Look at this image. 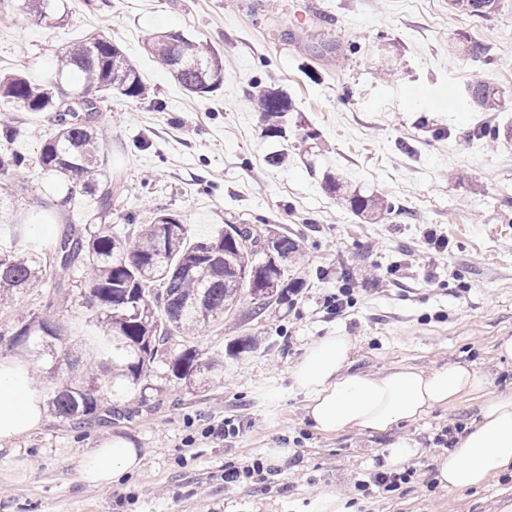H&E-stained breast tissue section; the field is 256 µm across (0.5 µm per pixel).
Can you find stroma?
<instances>
[{
	"label": "stroma",
	"mask_w": 512,
	"mask_h": 512,
	"mask_svg": "<svg viewBox=\"0 0 512 512\" xmlns=\"http://www.w3.org/2000/svg\"><path fill=\"white\" fill-rule=\"evenodd\" d=\"M0 25V73L46 81L62 48L103 35L134 60L145 93L112 95L100 106L105 167L112 180L106 223H152L159 211L179 216L193 235L227 224H266L300 240L304 261L290 275L302 292L242 323L225 322L198 339L201 352L250 334L262 349L242 355L224 380L186 389L156 363L148 389L117 403L119 413L81 428L52 413L28 433L0 440V512H357L358 480L386 469V448L414 442V474L394 493L376 495L373 512H500L512 501V478L449 492L435 486L438 438L477 418L482 395H468L385 433L323 432L305 416L291 370L315 339L349 336L351 368L377 373L473 365L493 394H512V360L499 357L512 337V145L490 149L488 124L512 121V0L486 18L451 10L448 0H52L57 20L37 22L13 0ZM203 40L224 58V84L206 98L189 96L145 51L159 32ZM475 41L471 60L450 45ZM393 68L391 82L380 80ZM480 76L498 86L499 112L472 108L465 84ZM288 92L289 124L315 139L265 137L249 96ZM0 110L15 123L11 151L35 156L51 136L45 114ZM287 148L288 162L265 163ZM463 180L447 181L448 173ZM332 172L350 187L390 203L389 218L353 215L322 186ZM7 221L29 223L34 198L58 183L39 166L21 176ZM437 230L446 248L429 245ZM346 290L352 308L328 313L327 296ZM54 287L42 281L0 307V362L28 364V350L5 332L43 309ZM232 418L236 437H204ZM122 437L144 452L140 470L120 487L80 481L79 458ZM286 448L285 466L266 482L225 484L224 468Z\"/></svg>",
	"instance_id": "1"
}]
</instances>
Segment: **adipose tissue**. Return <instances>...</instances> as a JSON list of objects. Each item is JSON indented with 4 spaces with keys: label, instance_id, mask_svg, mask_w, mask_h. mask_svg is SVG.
Segmentation results:
<instances>
[{
    "label": "adipose tissue",
    "instance_id": "obj_1",
    "mask_svg": "<svg viewBox=\"0 0 512 512\" xmlns=\"http://www.w3.org/2000/svg\"><path fill=\"white\" fill-rule=\"evenodd\" d=\"M351 351L350 338L332 332L312 342L292 369L314 429L384 433L486 388L484 376L467 363L428 372L412 367L377 374L351 372L347 369ZM41 419L40 408L15 372L0 367V438L23 435ZM140 464L134 443L115 438L83 454L78 473L89 484L116 485ZM496 475L512 477V395L489 396L477 419L458 434L454 447L437 463V479L451 492L480 487Z\"/></svg>",
    "mask_w": 512,
    "mask_h": 512
}]
</instances>
